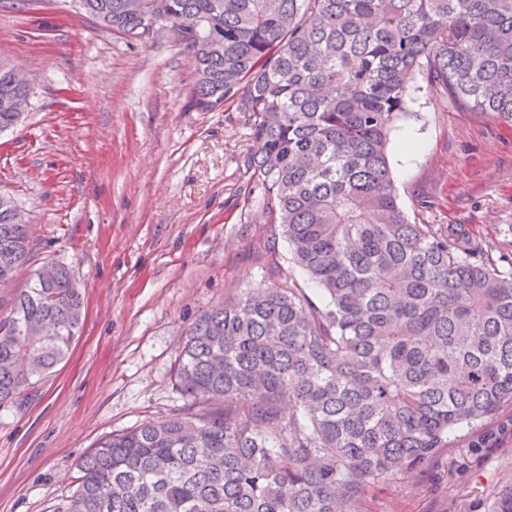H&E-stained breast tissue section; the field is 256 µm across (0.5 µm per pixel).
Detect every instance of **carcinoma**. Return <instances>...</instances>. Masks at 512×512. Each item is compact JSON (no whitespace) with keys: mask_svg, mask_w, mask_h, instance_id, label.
Instances as JSON below:
<instances>
[{"mask_svg":"<svg viewBox=\"0 0 512 512\" xmlns=\"http://www.w3.org/2000/svg\"><path fill=\"white\" fill-rule=\"evenodd\" d=\"M136 40L169 26L195 61L191 106L236 112L257 149L244 191L326 298L247 288L186 330L191 405L99 440L58 512H362L463 424L512 402V272L478 243L409 221L387 148L410 83L512 125V0H81ZM150 4L169 21L150 24ZM30 87L0 62V133ZM34 256L0 192V284ZM0 301V408L79 336L68 267ZM491 512H512V481Z\"/></svg>","mask_w":512,"mask_h":512,"instance_id":"obj_1","label":"carcinoma"}]
</instances>
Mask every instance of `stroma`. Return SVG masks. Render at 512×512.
Listing matches in <instances>:
<instances>
[{
  "label": "stroma",
  "instance_id": "stroma-1",
  "mask_svg": "<svg viewBox=\"0 0 512 512\" xmlns=\"http://www.w3.org/2000/svg\"><path fill=\"white\" fill-rule=\"evenodd\" d=\"M0 57L31 93L0 134V191L33 226L32 267L68 266L85 318L68 358L0 408V512H54L100 439L183 415L182 334L248 288L324 298L240 194L254 141L237 113L201 112L193 60L170 30L136 41L79 0H0ZM388 159L411 221L453 225L512 271V125L428 88L412 91ZM512 478V404L448 437L434 465L369 487L363 512H489Z\"/></svg>",
  "mask_w": 512,
  "mask_h": 512
}]
</instances>
